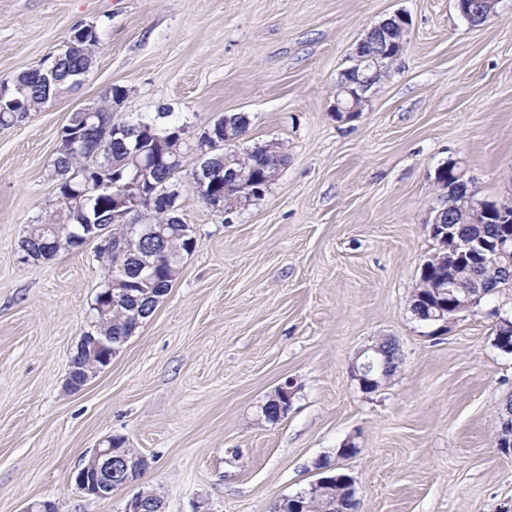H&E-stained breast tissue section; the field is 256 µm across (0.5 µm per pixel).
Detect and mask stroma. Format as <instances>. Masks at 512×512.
I'll use <instances>...</instances> for the list:
<instances>
[{"mask_svg":"<svg viewBox=\"0 0 512 512\" xmlns=\"http://www.w3.org/2000/svg\"><path fill=\"white\" fill-rule=\"evenodd\" d=\"M411 19L404 55L362 111L336 120V81L368 29ZM95 25L93 71L75 92L0 127V512H122L162 492L165 512H272L307 490L323 459L354 480L356 512H498L512 503V452L493 443L512 399V353L491 309L440 333L409 309L434 252L437 168L455 163L481 198L512 190V0L471 26L455 0H0V79ZM116 115L168 111L200 133L247 115L241 149L288 160L265 197L224 223L192 191L181 217L197 246L155 312L84 388L66 386L105 269L94 244L24 264L17 243L48 210L47 178L71 112L110 87ZM402 362L379 390L350 367L382 337ZM292 381L275 425L265 396ZM109 435L148 466L110 498L74 477ZM353 442L342 459L336 450Z\"/></svg>","mask_w":512,"mask_h":512,"instance_id":"obj_1","label":"stroma"}]
</instances>
